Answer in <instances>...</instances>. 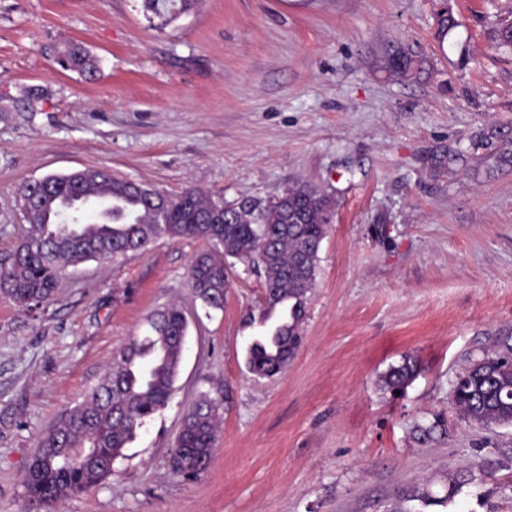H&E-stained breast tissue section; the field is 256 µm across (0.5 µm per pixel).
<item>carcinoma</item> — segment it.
<instances>
[{"label":"carcinoma","mask_w":512,"mask_h":512,"mask_svg":"<svg viewBox=\"0 0 512 512\" xmlns=\"http://www.w3.org/2000/svg\"><path fill=\"white\" fill-rule=\"evenodd\" d=\"M199 0H141L144 15L166 25L195 10ZM462 22L452 7L437 18V36L445 38ZM491 49L512 54V20L492 32ZM58 65L90 74L94 65L83 44L70 42L59 51ZM401 79L432 76L430 62L398 49L386 64ZM475 159L485 172L512 169V128L492 125L470 143V152L448 150V168ZM142 184L118 178L106 169H85L45 176L30 197L20 189L26 224L21 244L0 260V293L19 306L33 308L56 294L68 266L143 251L159 238L201 239L190 268L194 296L211 310L224 308V292L236 264L264 273L259 314L246 319L259 327L246 346L248 371L258 378L282 373L300 346V326L308 294L315 286L319 250L328 234L335 200L308 184H295L266 199L227 205L196 188L170 194L155 207ZM148 329L133 336L109 365L101 381L65 415L36 449L24 476L27 492L50 512L68 495L86 490L112 474V463L138 430L164 408L173 393L181 360L179 336L187 331L180 307L167 306L147 318ZM419 374L412 356L403 357L379 377L383 390L404 392ZM449 403L477 426L512 425V327L492 332L490 348L459 373ZM221 404L207 394L188 409L171 456L204 473L214 452ZM415 438L429 441L446 432L443 417L415 423ZM512 455L483 458L478 473L448 475L450 502L463 485L488 477Z\"/></svg>","instance_id":"cac0c4a2"}]
</instances>
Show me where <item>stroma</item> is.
I'll use <instances>...</instances> for the list:
<instances>
[{"label": "stroma", "mask_w": 512, "mask_h": 512, "mask_svg": "<svg viewBox=\"0 0 512 512\" xmlns=\"http://www.w3.org/2000/svg\"><path fill=\"white\" fill-rule=\"evenodd\" d=\"M447 4L464 24L441 43ZM511 16L512 0H200L160 28L141 0H0V254L19 241L20 187L49 173L106 168L231 204L307 183L336 201L300 350L272 378L245 365L263 275L236 266L223 309L206 311L189 283L199 239L67 268L32 312L0 295V512H46L23 484L40 441L171 303L189 327L169 404L58 512H512V463L444 499L450 472L512 448V427L448 403L512 324V170L447 165L485 127L512 126V58L489 40ZM72 41L94 77L57 64ZM400 46L430 79L389 74ZM407 354L419 376L384 392ZM205 393L222 406L216 451L185 479L170 452ZM438 414L446 435L415 440L412 420ZM424 481L441 504L409 500Z\"/></svg>", "instance_id": "stroma-1"}]
</instances>
